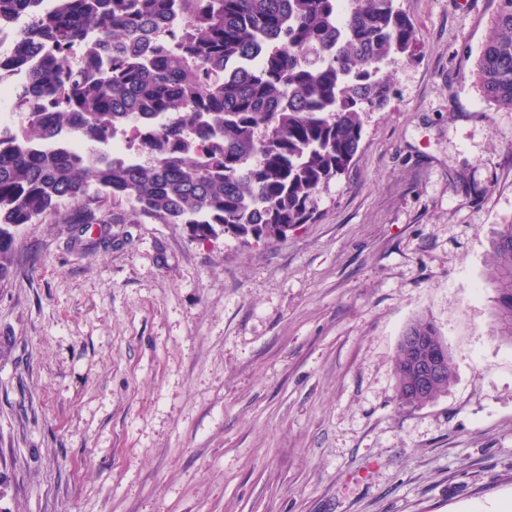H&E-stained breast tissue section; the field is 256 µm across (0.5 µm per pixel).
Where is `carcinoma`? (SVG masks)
Listing matches in <instances>:
<instances>
[{
    "instance_id": "obj_1",
    "label": "carcinoma",
    "mask_w": 512,
    "mask_h": 512,
    "mask_svg": "<svg viewBox=\"0 0 512 512\" xmlns=\"http://www.w3.org/2000/svg\"><path fill=\"white\" fill-rule=\"evenodd\" d=\"M165 27L169 40L149 42ZM90 31L99 41L89 67L66 66L62 52ZM44 44L59 53L40 58L25 89L24 136L0 152V281L11 276L24 225L62 210L72 224L121 223L87 206L100 191L112 208L132 200L198 240L286 237L313 219L320 194L353 163L368 113L388 105L389 64L417 51L396 0H55L18 51L35 55ZM474 76L488 103L512 110V0H499ZM66 126L88 142L150 128L145 147L156 161L34 150ZM488 283L496 333L512 342V223L495 236ZM402 334L423 337L448 361L437 400L454 380L441 332L418 318ZM413 365L398 346L403 408L425 405L408 391Z\"/></svg>"
}]
</instances>
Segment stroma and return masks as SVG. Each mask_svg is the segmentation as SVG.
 Here are the masks:
<instances>
[{"mask_svg": "<svg viewBox=\"0 0 512 512\" xmlns=\"http://www.w3.org/2000/svg\"><path fill=\"white\" fill-rule=\"evenodd\" d=\"M419 51L353 165L278 241L118 224L20 233L0 283V512H502L512 344L491 242L512 111L473 76L498 0H397ZM455 380L395 399L417 318Z\"/></svg>", "mask_w": 512, "mask_h": 512, "instance_id": "1", "label": "stroma"}]
</instances>
